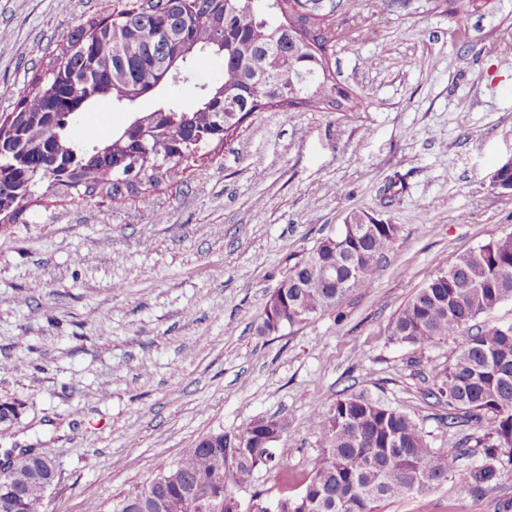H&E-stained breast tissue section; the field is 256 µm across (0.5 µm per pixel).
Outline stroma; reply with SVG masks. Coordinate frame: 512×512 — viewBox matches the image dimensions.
I'll return each instance as SVG.
<instances>
[{"label":"stroma","mask_w":512,"mask_h":512,"mask_svg":"<svg viewBox=\"0 0 512 512\" xmlns=\"http://www.w3.org/2000/svg\"><path fill=\"white\" fill-rule=\"evenodd\" d=\"M339 16L332 66L354 112L275 107L178 183L146 197L37 191L0 225V401L23 410L0 448H45L61 476L48 512H107L200 437L286 420L288 479L255 472L265 498L296 495L336 398L363 392L416 419L456 470L479 464V425L448 427L426 396L468 336L390 338L408 299L457 257L512 233V0L462 14L441 0H362ZM118 0H0V114L79 23ZM128 118L80 115L84 139ZM360 211L398 227L373 283L272 334L263 304L288 269ZM382 512H512V471L464 494L455 481Z\"/></svg>","instance_id":"stroma-1"}]
</instances>
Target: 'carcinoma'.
<instances>
[{
    "mask_svg": "<svg viewBox=\"0 0 512 512\" xmlns=\"http://www.w3.org/2000/svg\"><path fill=\"white\" fill-rule=\"evenodd\" d=\"M357 2H340L320 14L307 12L301 0H138L78 24L0 119V141L11 142L10 151L0 149V215L15 219L44 180L49 191L103 192L109 198L178 182L202 149L224 144L244 119L268 108L355 111L358 101L337 83L329 43L318 30L333 23L336 8L352 11ZM206 55L224 60V78L200 86L190 108L168 98V88L188 82L195 62ZM295 71L309 73L298 104L289 101ZM151 94L158 95L154 108L139 110L140 100ZM103 98L143 123V141L127 134L128 121L105 141L75 138L72 120ZM229 98L239 111H224ZM133 162L138 172L129 180L123 174ZM345 224L362 227V235L342 230L295 263L284 287L264 304L262 332L299 325L371 284L397 226L372 224L358 212ZM509 299L512 233L439 270L392 323L393 340L411 346L469 331L428 396L448 406V425L480 424L476 446L486 449L481 464L451 473L448 457L431 448L414 418L363 392L346 394L328 407L330 433L322 453L300 493L283 497L288 509L282 512H379L386 501L429 492L450 474L463 493L497 484L504 462L512 464V324L483 329L474 321ZM21 408L16 400L1 404L0 423L17 421ZM261 423L254 421L240 438L233 465L224 467V433H210L148 483L116 498L108 512H167L160 508L163 501L197 488L209 493L208 512H267L260 492L248 503L236 495L255 470H286L288 449L274 443L287 422L275 420L277 430L262 447ZM0 458L11 466L0 479V512H46V493L60 476L51 465L54 457L37 448H7Z\"/></svg>",
    "mask_w": 512,
    "mask_h": 512,
    "instance_id": "obj_1",
    "label": "carcinoma"
}]
</instances>
